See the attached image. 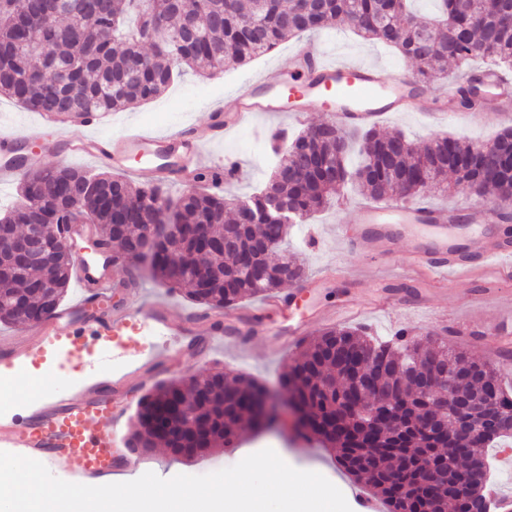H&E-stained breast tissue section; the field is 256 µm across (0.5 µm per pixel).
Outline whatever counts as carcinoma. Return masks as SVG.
<instances>
[{
	"mask_svg": "<svg viewBox=\"0 0 512 512\" xmlns=\"http://www.w3.org/2000/svg\"><path fill=\"white\" fill-rule=\"evenodd\" d=\"M408 0H316L309 10L297 0H83L82 15L55 10L53 0H0V13L51 14L46 24L28 29L0 24V96L33 112L73 111L82 97L84 112H114L147 102L175 77L190 72L212 76L226 60L248 63L274 51L290 37L313 34L331 22L345 23L357 35L395 48L415 68L423 88L443 75L448 64L459 67L452 105L472 111L485 106L474 92L481 74L466 65L474 57L489 65L512 68V0H435V21H422ZM453 20L459 33L438 32ZM361 160L350 162L352 145ZM486 149L499 155L488 161ZM512 127L489 144L436 134L421 146L405 135L376 128L348 131L334 123L311 126L291 141L268 185L247 198L254 210L269 194L281 197L300 216L330 207L339 189L360 190L373 201L390 192L414 201L430 190L461 185V163L471 165L464 179L482 191L512 200ZM22 170L16 202L0 210V224H53L45 243L51 255L43 266L21 269L0 283V324L33 326L50 317L67 294L73 261L62 228L85 219L99 253L126 262L123 287L148 277L170 290L188 287L199 306L196 319L209 321L247 298L276 292L286 281H300L305 269L283 254L268 260L261 240L281 247L289 225L243 224L240 207L224 198L208 172L195 186L172 199L161 184L139 188L108 172L92 173L70 165L34 168L18 153ZM95 177L102 191L81 187ZM180 225V247L164 241L149 247L150 267L135 253L148 224ZM121 224L118 231L114 225ZM437 360L466 365L473 372L463 394L480 397V381L496 379L493 364L440 344L432 348L402 329L381 340L364 330L328 327L303 347L280 376V391L291 396L308 421L306 437L336 451L338 465L364 479L386 512H485L483 497L492 475L482 448L457 453L456 432L428 427L421 398L423 363ZM392 395L390 423L362 411L364 381ZM266 385L243 373L216 368L203 376L173 377L142 396L129 441L146 453L158 442L176 455L193 458L232 445L245 420L261 425L257 408ZM168 414L163 425L157 415ZM197 421L195 433L181 427L180 414Z\"/></svg>",
	"mask_w": 512,
	"mask_h": 512,
	"instance_id": "obj_1",
	"label": "carcinoma"
}]
</instances>
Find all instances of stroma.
I'll list each match as a JSON object with an SVG mask.
<instances>
[{"label":"stroma","instance_id":"obj_1","mask_svg":"<svg viewBox=\"0 0 512 512\" xmlns=\"http://www.w3.org/2000/svg\"><path fill=\"white\" fill-rule=\"evenodd\" d=\"M314 44L331 61L344 59L377 64L392 73L406 67L405 61L391 51L361 38L343 24L332 25L316 35ZM292 47V42H285L272 53L244 65L226 62L223 72L211 77L188 75L178 79L159 97L112 113L104 120L99 131L116 135L127 124L135 122L160 132L181 124H191L199 133H208L212 107H227L230 93L245 79H280L287 68ZM510 125L512 107L501 108L491 104L481 111L468 113L463 123L452 118L437 122L415 112H405L388 117L381 122L380 128L386 132H404L420 145L434 134H458L487 142L501 128ZM260 150L258 133L252 128L209 144L210 156L236 161L240 169L239 179L225 188L227 197L248 196L269 180L271 162L258 160ZM358 201L359 197L354 191H345L340 204L316 214L308 223L296 225L292 230L289 247L305 260L309 274H317L325 268L336 272L333 281L312 294V308L336 309L349 300L368 304L379 292L396 294L401 286L409 284L428 299L427 306L409 310L405 315L406 321L415 328V336L431 338L435 343L445 342L465 350L473 358H484L485 353L478 340L479 332L494 322L511 321L512 308L473 304L475 293L485 286L479 274L462 275L433 284L407 282L403 272L410 259L409 241L397 242L390 257L370 262L338 242L336 227L355 223ZM364 267L370 270L372 282L368 285L358 284L353 279L354 273ZM136 296L164 304L169 315L175 318L195 311L194 304L182 291H168L149 279L141 281L138 287L113 292L112 305L122 307ZM194 328L199 340L209 346L207 360H198L189 353L176 356L153 371L152 381L200 375L221 367L228 371L249 373L272 386L295 358L291 352L276 353V339L272 336L258 337L252 341L249 349L240 350L225 345L223 337L212 335L209 322H196ZM20 368L30 377L34 397L38 400L43 399L46 392L65 390L78 376L62 352L48 357L30 356ZM266 448L275 450L294 468L321 473L339 487L345 498H352L354 491L362 487L361 482L338 470L333 450L298 437L289 421L272 431L261 432L249 426L243 427L236 447L213 450L195 461L178 458L169 450L158 448L144 455L142 469L164 479L178 474L204 475L233 466L246 456Z\"/></svg>","mask_w":512,"mask_h":512}]
</instances>
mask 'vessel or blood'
Wrapping results in <instances>:
<instances>
[{"instance_id":"obj_1","label":"vessel or blood","mask_w":512,"mask_h":512,"mask_svg":"<svg viewBox=\"0 0 512 512\" xmlns=\"http://www.w3.org/2000/svg\"><path fill=\"white\" fill-rule=\"evenodd\" d=\"M484 84L497 103L512 102V81L495 70L484 73ZM288 87L294 99L292 108L280 104L277 83L259 80L241 85L234 94L233 111L212 115L211 131L219 137L239 131L261 116L293 117L304 120L312 102H321L337 124L371 126L385 115L397 112L427 111L425 92L416 88L409 72L390 77L377 65L328 62L322 60L311 42H303L288 57ZM103 113L78 115L77 121L88 133L80 139L59 136L45 138L41 127L55 125L54 115L40 114L38 125L22 132H0V181L21 174L14 158L17 152L37 143L42 151L67 160L89 159L112 166L130 175L137 170L149 172L155 179L190 185L203 166H210L216 183L233 174L231 166L208 165L206 143L185 125L164 134H151L137 127L122 135L99 134ZM359 221L336 228L337 240L367 258L390 254L398 236L411 231L421 238L413 251L411 273L415 279L438 282L451 272H484L496 258L512 257V242L475 241L472 251L461 250L455 239L458 221L480 227L495 217L492 209L477 206L461 212L440 209L426 202L409 203L394 199L385 203H362ZM74 276L81 290L76 305L59 309L38 325L37 350L66 349L69 356L79 358L82 351L103 339L124 336L132 329L148 330L164 339V350H180L194 346L190 329L182 321L171 319L164 305L134 299L127 307L112 310L108 318L80 320L79 310L93 304L96 295L105 294L112 286L110 264L94 266L85 258L74 261ZM324 270L304 281L300 288L288 293L265 297L260 306H239L224 318L223 333L227 345L248 347L261 313L277 311L288 319L281 332L286 346L300 343L309 320L326 324L346 323L362 319L368 308L393 306L390 295L379 296L372 306L348 303L334 311H305L314 288L332 280ZM485 352L500 356L512 346V326L493 324L481 336ZM121 416L112 404L111 395L103 393L98 383L82 382L65 400L45 399L30 408L26 420L0 421V451L20 450L26 457L45 464L50 471H65L89 479L91 484L116 482L119 476L135 471L138 458L119 448L116 441Z\"/></svg>"}]
</instances>
